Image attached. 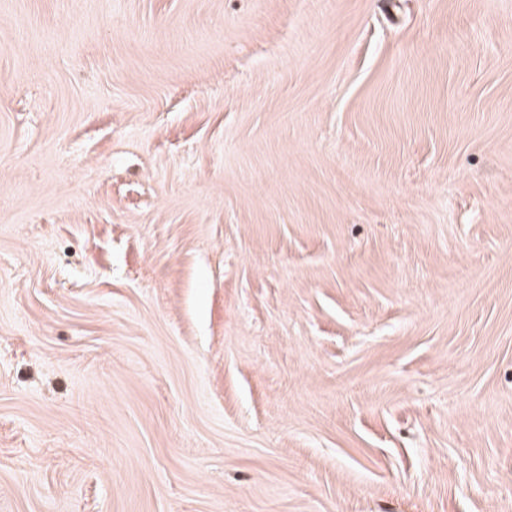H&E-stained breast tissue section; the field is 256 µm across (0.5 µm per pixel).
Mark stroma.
I'll return each mask as SVG.
<instances>
[{
  "instance_id": "obj_1",
  "label": "stroma",
  "mask_w": 512,
  "mask_h": 512,
  "mask_svg": "<svg viewBox=\"0 0 512 512\" xmlns=\"http://www.w3.org/2000/svg\"><path fill=\"white\" fill-rule=\"evenodd\" d=\"M0 512H512V0H0Z\"/></svg>"
}]
</instances>
